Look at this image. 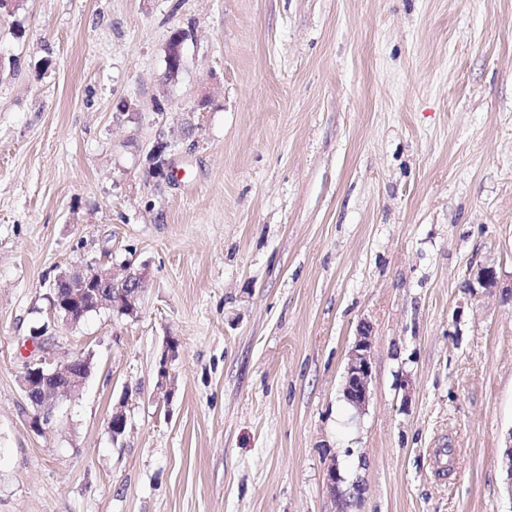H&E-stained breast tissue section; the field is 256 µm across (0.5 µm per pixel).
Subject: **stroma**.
<instances>
[{"label":"stroma","mask_w":512,"mask_h":512,"mask_svg":"<svg viewBox=\"0 0 512 512\" xmlns=\"http://www.w3.org/2000/svg\"><path fill=\"white\" fill-rule=\"evenodd\" d=\"M92 261L146 268L137 315L49 324ZM41 329L94 369L38 431ZM511 435L512 0L0 15V512H512ZM372 337L369 327L363 326L351 349L345 372L344 394L347 401L361 409L368 402L372 378Z\"/></svg>","instance_id":"stroma-1"}]
</instances>
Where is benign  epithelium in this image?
Returning a JSON list of instances; mask_svg holds the SVG:
<instances>
[{
  "label": "benign epithelium",
  "instance_id": "benign-epithelium-1",
  "mask_svg": "<svg viewBox=\"0 0 512 512\" xmlns=\"http://www.w3.org/2000/svg\"><path fill=\"white\" fill-rule=\"evenodd\" d=\"M167 61L176 69L183 67L182 42L169 40L167 44ZM146 270L139 269L126 273L117 280L112 269L100 263H89L73 270L63 278L65 298L58 299L49 309L50 315L58 322L74 324V316L70 308L74 305L94 309L107 308L128 316L138 312L144 290ZM32 350L25 363L21 384L25 399L32 408L30 424L39 430L47 420L54 406L48 398L54 390V384L64 383L63 389L71 394L79 392L86 383L85 373L73 370L75 362L65 366L52 365L49 343L42 336L30 337ZM372 378V337L370 329L362 327L358 338L351 349L345 372L344 394L347 401L355 408L361 409L368 402L369 384ZM125 405L120 403L112 408L107 426L112 439L122 436L127 427Z\"/></svg>",
  "mask_w": 512,
  "mask_h": 512
}]
</instances>
